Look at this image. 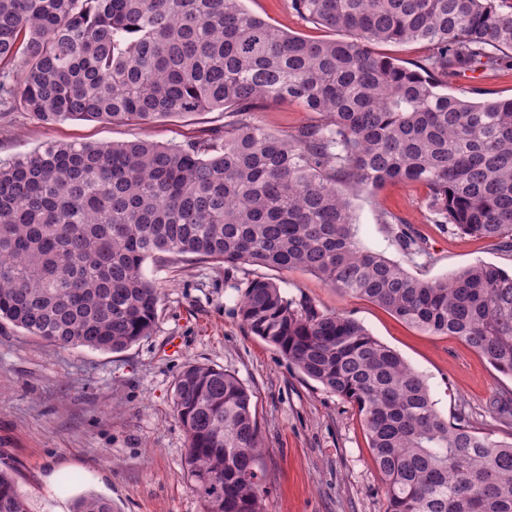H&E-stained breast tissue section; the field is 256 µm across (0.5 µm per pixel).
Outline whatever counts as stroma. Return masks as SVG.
<instances>
[{"instance_id":"1","label":"stroma","mask_w":512,"mask_h":512,"mask_svg":"<svg viewBox=\"0 0 512 512\" xmlns=\"http://www.w3.org/2000/svg\"><path fill=\"white\" fill-rule=\"evenodd\" d=\"M243 6L301 37L337 36L298 15L290 0H243ZM447 91L473 102L510 99L512 67L455 77ZM256 119L272 133L289 135L312 116L271 101ZM223 123L218 111L150 126H43L16 115L0 119V160L49 141L181 144ZM344 192L360 243L418 278L446 277L480 260L512 272L511 252L434 224L422 184H351ZM392 219L419 231L425 256L413 259L400 249L388 225ZM144 271L162 291L158 321L151 336L125 351L61 348L0 327V462L12 466L28 512H73L76 500L88 494L108 499L112 512H204L184 464L186 436L173 414L174 382L190 362L228 370L253 393L265 446L264 512H386L384 485L356 409L303 377L243 325L235 286L257 276L275 278L289 296L364 325L424 378L444 417L463 414L474 428L499 439L512 432L492 413L493 399L512 390V378L457 338L424 333L299 271L228 269L189 255L147 262Z\"/></svg>"}]
</instances>
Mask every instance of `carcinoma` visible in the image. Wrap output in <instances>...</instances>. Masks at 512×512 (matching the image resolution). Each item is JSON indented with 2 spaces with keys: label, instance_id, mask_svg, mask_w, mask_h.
I'll return each instance as SVG.
<instances>
[{
  "label": "carcinoma",
  "instance_id": "1",
  "mask_svg": "<svg viewBox=\"0 0 512 512\" xmlns=\"http://www.w3.org/2000/svg\"><path fill=\"white\" fill-rule=\"evenodd\" d=\"M495 0H292L350 33L308 39L242 0H0V114L45 124L151 125L222 111L184 144L48 142L0 161V326L118 353L151 335L161 290L151 259L303 271L421 331L453 336L512 377V274L485 262L424 280L357 240L346 184L410 181L434 222L512 251V99L444 92L464 71L512 61V12ZM423 41L415 68L376 51ZM268 101L315 120L275 135ZM425 252L407 224L391 229ZM247 330L304 377L355 405L386 512H512V442L451 422L423 377L354 318L318 310L268 277L235 285ZM253 393L189 363L173 408L205 512H263L264 443ZM0 512H28L0 467ZM76 512H112L80 498Z\"/></svg>",
  "mask_w": 512,
  "mask_h": 512
}]
</instances>
